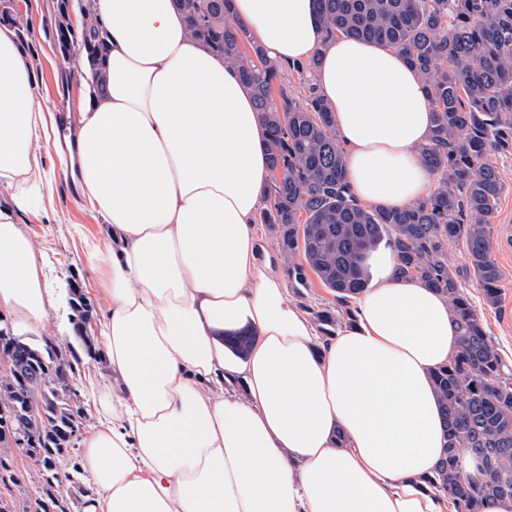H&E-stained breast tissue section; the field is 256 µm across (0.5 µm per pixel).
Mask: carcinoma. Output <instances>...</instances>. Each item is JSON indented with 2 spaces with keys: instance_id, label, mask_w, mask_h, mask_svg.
Here are the masks:
<instances>
[{
  "instance_id": "obj_1",
  "label": "carcinoma",
  "mask_w": 512,
  "mask_h": 512,
  "mask_svg": "<svg viewBox=\"0 0 512 512\" xmlns=\"http://www.w3.org/2000/svg\"><path fill=\"white\" fill-rule=\"evenodd\" d=\"M188 34L240 68L268 134L272 180L269 208L261 212L275 246L288 262L296 289L307 271L336 293L345 312H316L326 336L352 322L349 298L367 287V254L387 242L397 256L395 275L418 279L448 299L460 322V347L432 373L447 445L429 479L458 512H482L491 499L512 497V369L491 343L483 321L448 262V241L465 239L470 267L486 304L499 302L500 270L491 259L490 219L505 190L492 154L512 149V0H319L320 24L329 37L342 34L402 52L424 81L433 111L430 140L420 151L436 176L432 192L406 208L365 206L350 193L332 115L315 92L300 100L288 87L273 94L279 66L269 61L247 28L233 18V0H176ZM82 24L63 30L70 8ZM0 24L32 50L31 31L16 14L0 10ZM49 35L97 92L106 91L109 46L92 0H56ZM301 257L302 262L295 261ZM76 333L88 320L83 294L72 289ZM0 351L17 372L0 374V403L14 417L32 408L42 414L23 435L20 452L41 483L42 512H80L75 497H59L57 466L72 456L83 426L79 395L71 387L70 355L50 342L33 345L0 326ZM477 449L494 457L476 482L460 469L459 456ZM13 448L0 444V486L14 482Z\"/></svg>"
}]
</instances>
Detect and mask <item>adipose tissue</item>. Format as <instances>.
Instances as JSON below:
<instances>
[{
    "label": "adipose tissue",
    "instance_id": "adipose-tissue-1",
    "mask_svg": "<svg viewBox=\"0 0 512 512\" xmlns=\"http://www.w3.org/2000/svg\"><path fill=\"white\" fill-rule=\"evenodd\" d=\"M108 89L81 84L73 175L102 219L99 332L110 383L81 441L83 512H443L423 487L446 444L431 374L458 352L447 299L374 253L353 324L317 337L261 256L256 213L272 172L237 67L191 38L175 0H93ZM234 18L279 65L322 61L352 193L403 208L435 176L421 76L397 50L326 40L317 0H234ZM36 85L0 26V314L44 330L61 295L14 210L40 216L52 187ZM245 332L241 355L224 343Z\"/></svg>",
    "mask_w": 512,
    "mask_h": 512
}]
</instances>
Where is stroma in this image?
<instances>
[{"label": "stroma", "instance_id": "35a3bbf8", "mask_svg": "<svg viewBox=\"0 0 512 512\" xmlns=\"http://www.w3.org/2000/svg\"><path fill=\"white\" fill-rule=\"evenodd\" d=\"M19 15L34 21L32 44L34 54L30 57V70L37 86L40 103L62 113L73 103L76 84H64L62 75L69 71L66 61L49 35L45 24L54 11L55 0H16ZM45 168L54 179L53 191L44 200L45 216L42 221H32L22 211L16 212L17 223L25 225L34 248L46 255L51 269L52 283L62 281L79 285L90 306L86 323L87 342L74 345V352L80 356L78 373L72 387L83 399L86 423H93L94 411L88 402L87 385L96 383L105 388L107 381L97 373V363L89 357V350L103 352L104 343L99 336V323L108 307V299L102 293L97 274L88 261V242L95 236V221L86 209L82 195L71 193L73 183L65 160L55 147L44 150ZM492 258L501 272L500 302L486 305L483 290L472 274L464 239L448 243V260L461 274L465 293L480 314L485 330L504 362L512 361V247L502 238H495Z\"/></svg>", "mask_w": 512, "mask_h": 512}]
</instances>
